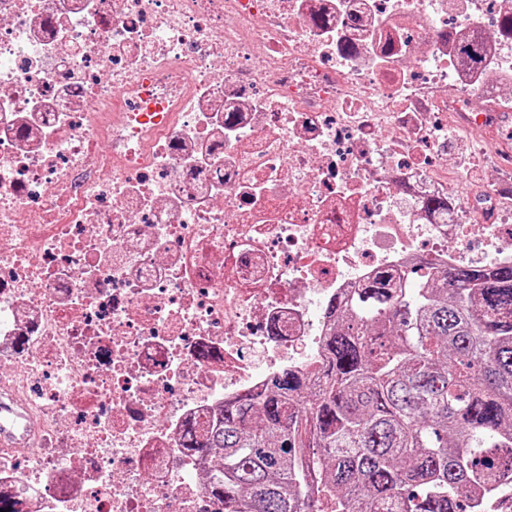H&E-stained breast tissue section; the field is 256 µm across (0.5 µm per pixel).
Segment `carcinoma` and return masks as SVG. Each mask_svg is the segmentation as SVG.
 Listing matches in <instances>:
<instances>
[{
  "instance_id": "1",
  "label": "carcinoma",
  "mask_w": 512,
  "mask_h": 512,
  "mask_svg": "<svg viewBox=\"0 0 512 512\" xmlns=\"http://www.w3.org/2000/svg\"><path fill=\"white\" fill-rule=\"evenodd\" d=\"M361 296L331 303L318 390L286 371L188 431L224 449V512H488L512 488V264L380 270Z\"/></svg>"
}]
</instances>
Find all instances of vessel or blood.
<instances>
[{"label": "vessel or blood", "instance_id": "1", "mask_svg": "<svg viewBox=\"0 0 512 512\" xmlns=\"http://www.w3.org/2000/svg\"><path fill=\"white\" fill-rule=\"evenodd\" d=\"M40 425L27 401L11 387L0 386V451L30 450L41 444Z\"/></svg>", "mask_w": 512, "mask_h": 512}]
</instances>
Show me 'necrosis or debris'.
<instances>
[{
	"label": "necrosis or debris",
	"instance_id": "necrosis-or-debris-1",
	"mask_svg": "<svg viewBox=\"0 0 512 512\" xmlns=\"http://www.w3.org/2000/svg\"><path fill=\"white\" fill-rule=\"evenodd\" d=\"M424 262L512 263V0H0L7 512H220L185 428ZM40 425L28 402L9 386H0V451L40 448Z\"/></svg>",
	"mask_w": 512,
	"mask_h": 512
}]
</instances>
